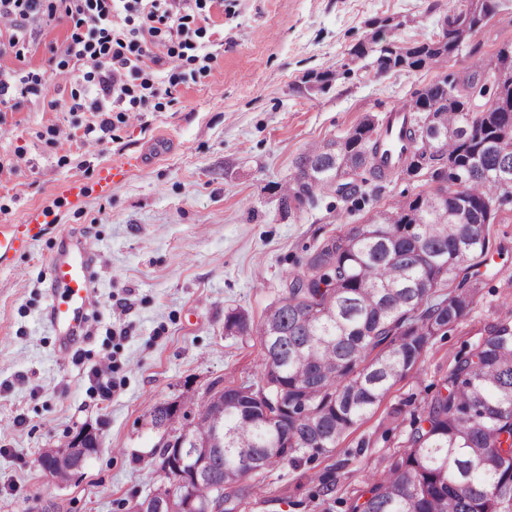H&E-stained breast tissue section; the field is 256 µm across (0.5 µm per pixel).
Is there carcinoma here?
I'll list each match as a JSON object with an SVG mask.
<instances>
[{
	"label": "carcinoma",
	"mask_w": 512,
	"mask_h": 512,
	"mask_svg": "<svg viewBox=\"0 0 512 512\" xmlns=\"http://www.w3.org/2000/svg\"><path fill=\"white\" fill-rule=\"evenodd\" d=\"M491 15L487 0H461L448 22L475 30ZM446 30L413 46L360 42L350 55L372 58L379 72L419 69L449 58L461 45ZM499 73L488 108L471 98L487 84L442 79L404 105L410 144L398 169L427 171L433 190L397 201L391 224L375 215L328 236L306 271L287 277L286 296L260 325L264 356L258 387L239 385L212 394L197 411L185 445L211 444L215 398H224V441L212 452L205 475L190 484L199 512L223 500L224 490L299 454L316 456L341 439L388 390L415 370L440 333L473 309L479 259L489 247L498 205L512 200V45L467 68ZM388 118L365 119L350 135L307 152L283 190L287 211L314 202L351 165L368 178L392 175L377 163ZM436 196L452 213L466 209L465 224L424 210ZM463 270L456 288L434 299ZM224 329L250 331L245 315L230 313ZM352 512H512V318L487 330L475 350L461 353L413 428L403 451L351 505Z\"/></svg>",
	"instance_id": "obj_1"
}]
</instances>
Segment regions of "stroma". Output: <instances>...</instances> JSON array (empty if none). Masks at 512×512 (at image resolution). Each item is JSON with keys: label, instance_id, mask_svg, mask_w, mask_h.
I'll use <instances>...</instances> for the list:
<instances>
[{"label": "stroma", "instance_id": "1", "mask_svg": "<svg viewBox=\"0 0 512 512\" xmlns=\"http://www.w3.org/2000/svg\"><path fill=\"white\" fill-rule=\"evenodd\" d=\"M459 0H226L211 5L202 39L212 71L186 79L98 142L84 138L93 116L44 107L32 95L0 123V228L39 218L26 251L0 258V512H129L163 482L164 431L188 429L211 390L260 385L264 348L255 332L283 298L287 274L304 270L322 241L365 223L402 196L429 190L425 175L396 173L363 186L360 204L323 188L292 212L281 189L298 158L380 119L415 91L456 76L475 59L512 45V0L494 11L462 50L418 70L377 73L349 52L392 17L382 37L401 45L435 38ZM65 21L37 30L24 58L0 68L51 70L68 36ZM329 71L319 90L315 74ZM145 163L109 197L61 198L67 183H93L127 156ZM90 241L94 303L85 335L61 352L48 320L49 265L64 234ZM490 262L477 304L435 337L415 371L395 383L332 452L301 457L242 481L237 512H350L361 489L402 451L459 352L476 348L512 309V202L489 229ZM253 330L230 335L229 313ZM110 369L103 397L93 370ZM179 410L153 427L156 405ZM95 453L68 481L46 475L44 453L69 447L81 428Z\"/></svg>", "mask_w": 512, "mask_h": 512}]
</instances>
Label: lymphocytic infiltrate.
<instances>
[{
	"mask_svg": "<svg viewBox=\"0 0 512 512\" xmlns=\"http://www.w3.org/2000/svg\"><path fill=\"white\" fill-rule=\"evenodd\" d=\"M207 0H0V54L24 57L28 24L65 20L70 34L57 68L71 73L76 84L67 104L47 98L50 109L66 106L95 119L85 134L110 133L113 121L142 112L159 96H172L182 82L179 73L157 80L154 69L164 58L197 64L209 76L210 55H198L205 33ZM122 27H115V20ZM166 47V56L156 53ZM43 76L24 69H0V112H15L28 95L44 92Z\"/></svg>",
	"mask_w": 512,
	"mask_h": 512,
	"instance_id": "lymphocytic-infiltrate-1",
	"label": "lymphocytic infiltrate"
}]
</instances>
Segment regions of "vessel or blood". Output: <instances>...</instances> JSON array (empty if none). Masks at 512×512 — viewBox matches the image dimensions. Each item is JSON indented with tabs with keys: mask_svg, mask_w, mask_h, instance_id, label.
<instances>
[{
	"mask_svg": "<svg viewBox=\"0 0 512 512\" xmlns=\"http://www.w3.org/2000/svg\"><path fill=\"white\" fill-rule=\"evenodd\" d=\"M142 157L135 156L119 165L99 169L96 184L101 194H111L121 184L127 172L143 165ZM42 232L40 222L27 220L0 230V255L23 251ZM51 301L48 321L63 347H70L85 329L88 312L93 304L92 252L83 241L68 243L51 262Z\"/></svg>",
	"mask_w": 512,
	"mask_h": 512,
	"instance_id": "obj_1",
	"label": "vessel or blood"
}]
</instances>
